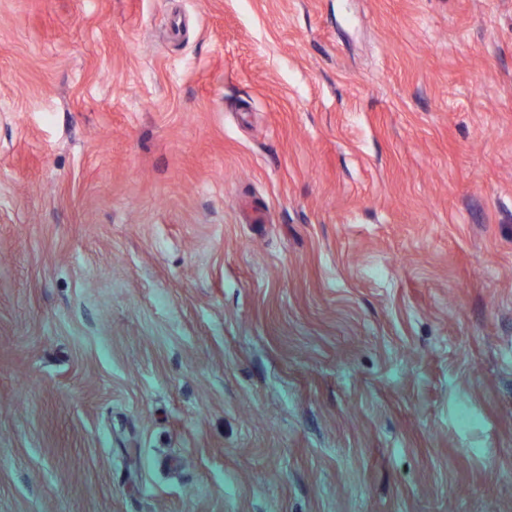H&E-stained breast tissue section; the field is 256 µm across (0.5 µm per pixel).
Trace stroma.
Wrapping results in <instances>:
<instances>
[{"instance_id":"35a3bbf8","label":"stroma","mask_w":512,"mask_h":512,"mask_svg":"<svg viewBox=\"0 0 512 512\" xmlns=\"http://www.w3.org/2000/svg\"><path fill=\"white\" fill-rule=\"evenodd\" d=\"M0 512H512V0H0Z\"/></svg>"}]
</instances>
